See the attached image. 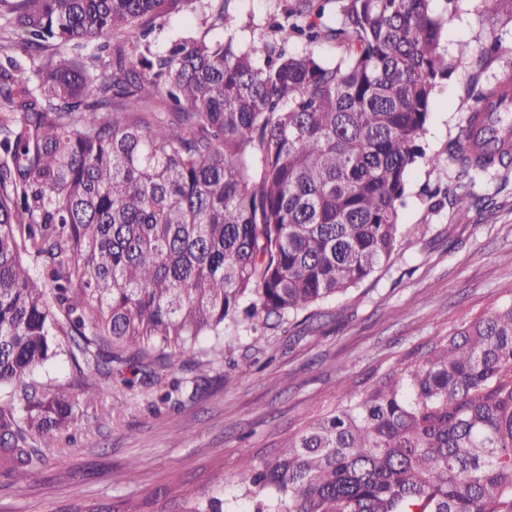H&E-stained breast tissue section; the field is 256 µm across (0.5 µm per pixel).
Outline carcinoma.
Instances as JSON below:
<instances>
[{
    "mask_svg": "<svg viewBox=\"0 0 512 512\" xmlns=\"http://www.w3.org/2000/svg\"><path fill=\"white\" fill-rule=\"evenodd\" d=\"M232 2L0 0V468L16 481L78 409L36 368L64 355L153 381L198 337L296 318L406 244L411 170L441 163L423 147L435 89L472 55L440 51L458 0H295L271 38L154 49L172 12L222 24ZM91 44L116 51L78 53ZM496 95L475 80L467 99ZM475 122L450 158L511 170L512 132L479 143ZM369 378L243 457L244 512H512V287ZM220 494L187 491L182 512H224Z\"/></svg>",
    "mask_w": 512,
    "mask_h": 512,
    "instance_id": "carcinoma-1",
    "label": "carcinoma"
}]
</instances>
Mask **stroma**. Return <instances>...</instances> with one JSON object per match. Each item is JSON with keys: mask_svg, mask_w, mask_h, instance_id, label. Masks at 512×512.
Masks as SVG:
<instances>
[{"mask_svg": "<svg viewBox=\"0 0 512 512\" xmlns=\"http://www.w3.org/2000/svg\"><path fill=\"white\" fill-rule=\"evenodd\" d=\"M286 0H236L230 23L208 29L175 14L156 33L158 49L171 40L219 39L248 30L270 34ZM498 43L481 78L493 82L512 57V24L499 20L496 0H460L441 41L456 57ZM472 70L458 66L441 81L423 145L441 166L412 170L401 222L409 244L358 288L316 308L305 329L269 319L261 333L238 331L231 358L215 356L214 339L199 337L162 372V385L113 384L60 431L57 448L23 482L0 471V512H64L80 502H136L155 494L179 512L172 493L219 476L226 492L241 482L244 455L260 458L280 447L304 418L338 403L341 383L364 380L376 367H396L430 336L452 329L500 301L512 285V173L460 172L448 144L465 123V86ZM468 191L481 205L453 211L433 204V189ZM249 357V374L225 384L229 359ZM199 375L196 396L173 393L176 381ZM121 407L113 415V407Z\"/></svg>", "mask_w": 512, "mask_h": 512, "instance_id": "obj_1", "label": "stroma"}]
</instances>
